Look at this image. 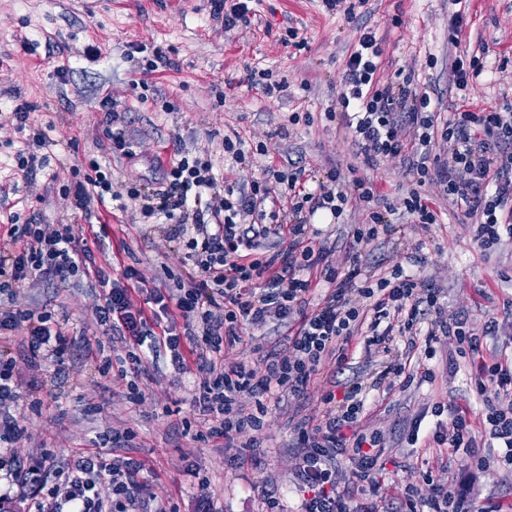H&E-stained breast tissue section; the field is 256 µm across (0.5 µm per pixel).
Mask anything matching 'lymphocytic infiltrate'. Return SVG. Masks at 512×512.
<instances>
[{"label":"lymphocytic infiltrate","instance_id":"f902f5d3","mask_svg":"<svg viewBox=\"0 0 512 512\" xmlns=\"http://www.w3.org/2000/svg\"><path fill=\"white\" fill-rule=\"evenodd\" d=\"M381 44L374 31L361 34L340 83V108L331 112V119L352 134L365 165L396 157L408 163L416 187L403 206L413 223L439 221L438 211L419 191L431 183L440 197L476 216L471 232L481 249L512 240V105L441 116L431 110L429 93L418 89L413 75L381 83ZM113 181L110 167L90 161L83 182L75 186L80 205L102 207L111 199L123 211L133 201L143 217L190 223L196 231L188 241L197 258L195 275L176 292L152 294L160 314L168 318L160 333L151 331L144 310L130 305L129 270L105 289L97 312L112 331L129 336L133 366L166 350L174 370L186 371L193 361L205 372L195 404L207 418V437L223 439L228 448L241 438L247 447H261L258 433L272 405L304 396L327 367H347L354 344H361L365 356L378 357L371 381L357 377L343 393L326 390L319 415L297 424L299 512H377L385 439L369 422L370 395L387 396L398 380H411L415 351L434 359L444 337L455 339L469 357L474 401L450 408L434 405V428L424 434L419 425H412L407 441L422 437L436 448L466 450L480 470L488 463L481 448L497 446L503 450L499 464L512 466V357L485 359L483 343L466 319L445 317L439 290L424 288L403 267L388 272L363 268L361 249L388 224L385 213L373 206L378 194L371 181L353 180L352 193H345L336 169L311 189L305 169L285 175L269 166L262 180L237 189L220 184L211 160L185 157L172 163L152 192L133 187L121 192ZM350 203L365 219L351 229L356 253L336 265L328 241L310 228L305 215L325 209L338 219ZM272 236L287 239L288 246L268 255L261 247ZM89 257V248L79 243L71 225L11 227L6 241L0 242V294L17 300L26 279L33 276L69 285ZM315 268L328 291L323 304L310 309L306 298L313 282L306 273ZM176 314L184 320L187 335L178 333L172 320ZM270 319L286 330L284 348L254 362L225 363V349L243 342L248 326ZM22 327L33 358L63 365L68 342L60 321L48 312L36 316L14 308L0 311V332ZM398 336L406 337L404 348H396ZM16 402L12 363L0 355V443L7 445L0 451V471L9 487L25 496L28 512L49 508L42 492L47 478L57 475L63 476L67 492L63 502L51 507L54 512H131L142 486L141 462L106 465L99 445L81 452L64 469L48 456L14 458L8 446L19 435L10 412ZM343 463L350 466L356 489L339 486ZM106 469L112 472L107 501L95 481ZM424 480L430 496L416 498L411 487H404L400 512H503L502 506L449 490L432 475Z\"/></svg>","mask_w":512,"mask_h":512}]
</instances>
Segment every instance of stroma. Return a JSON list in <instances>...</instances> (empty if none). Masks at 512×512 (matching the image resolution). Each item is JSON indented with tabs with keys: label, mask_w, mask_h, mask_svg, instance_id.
<instances>
[{
	"label": "stroma",
	"mask_w": 512,
	"mask_h": 512,
	"mask_svg": "<svg viewBox=\"0 0 512 512\" xmlns=\"http://www.w3.org/2000/svg\"><path fill=\"white\" fill-rule=\"evenodd\" d=\"M454 10L451 0H363L349 20L328 13L321 0H261L250 25L228 31L211 0H0V237L13 223L70 224L87 239L107 230L110 246L93 251V260L114 279L135 268L144 285L132 288L130 299L149 312V288L175 286L193 272L186 258L191 230L169 220L144 223L136 209H79L67 192L76 182L75 166L110 159L120 185L145 192L181 149L211 156L215 173L231 183L260 178L270 162L282 169L295 162L319 178L335 167H351L356 177L376 185L385 204H398L412 187L403 161L366 166L348 132L328 113L337 107L351 48L367 28L383 40L382 76L400 68L414 71L419 86L441 91L444 112L463 100L476 111L512 103V0H470L456 45L448 42ZM133 42L162 50L171 61L145 88L135 84L143 61L130 51ZM90 45L99 49L97 61L84 57ZM466 52L482 57L484 70L466 90L449 89L448 67ZM430 54L437 59L432 68L426 64ZM256 65L287 81L285 98L247 90V71ZM106 99L117 105L118 128L137 142L135 159L110 149ZM20 101L32 107L24 129L6 118ZM292 112L310 113V123L289 125ZM37 129L53 141L46 150L49 163L31 183L15 182V154ZM234 131L267 144L268 156L244 169L225 161L224 136ZM435 207L440 221L426 227L402 213L391 215L388 231L364 251V264L393 266L403 261L408 245L422 243L423 261L413 272L423 285L439 289L446 315L466 316L487 350L512 353V241L482 250L468 217L440 198ZM22 302L66 320L71 348L62 366L38 364L28 356L24 330L12 333L17 455H48L63 467L102 436L110 441L108 460L145 462L144 512H157L162 504L177 512H262L265 489L277 493L284 512H297L294 426L316 414L321 381L310 384L304 399L272 410L260 456L239 468L232 463L237 449L220 439L196 442L187 433L204 424L193 405L204 373L194 365L175 371L165 353L131 371L124 343L96 313L95 279L80 275L58 288L33 277ZM457 363L456 373L440 370L434 381L395 389L372 413L387 441L379 512H395L405 485L427 496L425 472L457 488L469 474L464 452L414 448L404 440L415 417L434 424L427 413L434 403L471 401L466 360L458 357ZM103 365L108 374H100ZM49 396L54 402L47 408L42 401ZM469 493L512 503V470L479 473Z\"/></svg>",
	"instance_id": "obj_1"
}]
</instances>
